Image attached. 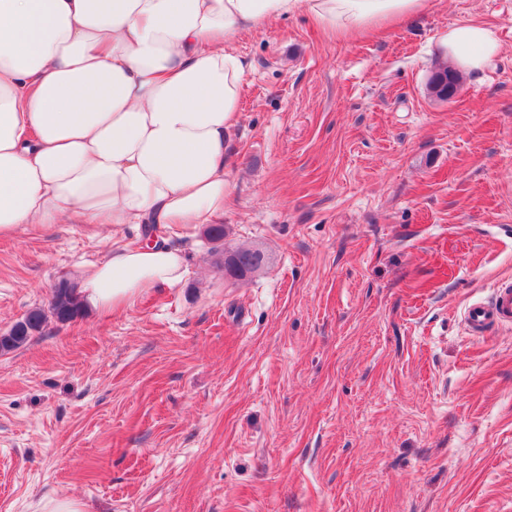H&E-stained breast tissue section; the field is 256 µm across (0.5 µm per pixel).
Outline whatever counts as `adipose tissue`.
I'll return each mask as SVG.
<instances>
[{
    "instance_id": "ef3b65f1",
    "label": "adipose tissue",
    "mask_w": 512,
    "mask_h": 512,
    "mask_svg": "<svg viewBox=\"0 0 512 512\" xmlns=\"http://www.w3.org/2000/svg\"><path fill=\"white\" fill-rule=\"evenodd\" d=\"M428 0H0V236L74 217L158 233L209 227L236 185L225 166L252 64L244 33L305 13L344 39L410 23ZM463 72L497 55L496 31L449 28ZM187 272L166 244L112 250L84 307L128 308Z\"/></svg>"
}]
</instances>
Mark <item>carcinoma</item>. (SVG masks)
Wrapping results in <instances>:
<instances>
[{
  "label": "carcinoma",
  "instance_id": "cac0c4a2",
  "mask_svg": "<svg viewBox=\"0 0 512 512\" xmlns=\"http://www.w3.org/2000/svg\"><path fill=\"white\" fill-rule=\"evenodd\" d=\"M461 86L458 73L447 67L436 70L428 81L430 94L440 101L446 100L448 88ZM234 258L221 249H214L218 255L216 264L224 267V275L235 280H246L262 271L267 264V256L260 248L240 249ZM83 313L77 285L68 279H62L51 291L48 307H35L29 310L11 329L0 334V354H7L26 345L33 337L41 333L48 319L66 324Z\"/></svg>",
  "mask_w": 512,
  "mask_h": 512
}]
</instances>
